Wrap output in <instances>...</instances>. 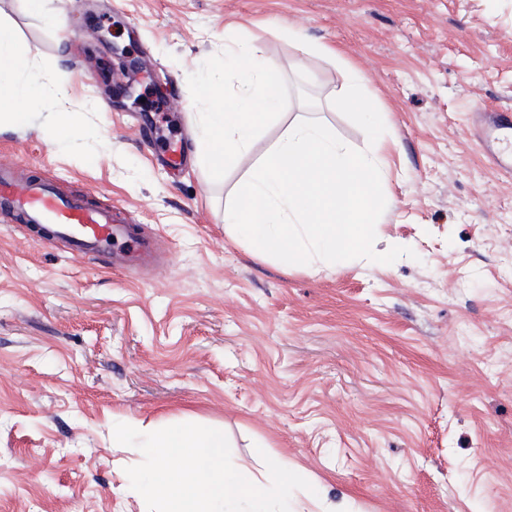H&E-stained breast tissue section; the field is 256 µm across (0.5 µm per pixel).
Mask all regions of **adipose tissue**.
Returning a JSON list of instances; mask_svg holds the SVG:
<instances>
[{"mask_svg": "<svg viewBox=\"0 0 512 512\" xmlns=\"http://www.w3.org/2000/svg\"><path fill=\"white\" fill-rule=\"evenodd\" d=\"M227 52L238 59V66L203 88L201 108L189 117L199 128L197 153L217 179L223 178L225 164L250 152L258 111L279 103L282 84L279 70L262 61L255 44L236 43ZM41 86V75L16 48L12 27L0 22V112L14 123H25L38 105Z\"/></svg>", "mask_w": 512, "mask_h": 512, "instance_id": "adipose-tissue-1", "label": "adipose tissue"}]
</instances>
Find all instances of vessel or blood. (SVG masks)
I'll return each instance as SVG.
<instances>
[{
    "label": "vessel or blood",
    "mask_w": 512,
    "mask_h": 512,
    "mask_svg": "<svg viewBox=\"0 0 512 512\" xmlns=\"http://www.w3.org/2000/svg\"><path fill=\"white\" fill-rule=\"evenodd\" d=\"M483 119L486 140L512 138V113L508 110L485 112ZM0 210L15 215L21 223L45 226L48 238L65 242L78 260L145 259L152 252L134 225L123 223L111 208L97 203L94 191L60 195L44 178L15 179L8 161L0 163Z\"/></svg>",
    "instance_id": "1"
}]
</instances>
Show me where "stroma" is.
<instances>
[{
	"label": "stroma",
	"instance_id": "obj_1",
	"mask_svg": "<svg viewBox=\"0 0 512 512\" xmlns=\"http://www.w3.org/2000/svg\"><path fill=\"white\" fill-rule=\"evenodd\" d=\"M0 20L45 77L0 160L96 190L154 250L102 268L0 214V512H142L140 451L112 443L127 416L223 430L256 471L293 461L326 510L512 512V172L475 119L512 108V0H0ZM232 38L261 44L282 95L219 183L186 114ZM356 81L381 145L338 105ZM59 112L80 140L47 139ZM299 117L377 150L374 249L413 257L290 268L225 235Z\"/></svg>",
	"mask_w": 512,
	"mask_h": 512
}]
</instances>
